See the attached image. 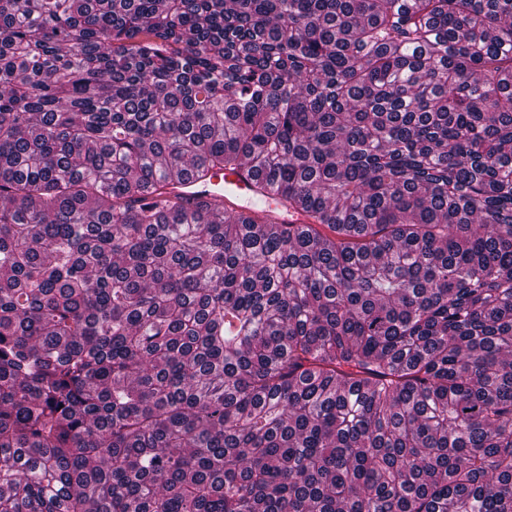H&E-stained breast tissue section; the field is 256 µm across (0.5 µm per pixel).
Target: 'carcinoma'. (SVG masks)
I'll list each match as a JSON object with an SVG mask.
<instances>
[{"label":"carcinoma","mask_w":512,"mask_h":512,"mask_svg":"<svg viewBox=\"0 0 512 512\" xmlns=\"http://www.w3.org/2000/svg\"><path fill=\"white\" fill-rule=\"evenodd\" d=\"M0 512H512V0H0ZM247 165L237 171H224L212 175L209 182L199 183L183 176L175 181V193L191 196L201 194L206 199H224V206L242 212H252L261 203L257 180L246 171Z\"/></svg>","instance_id":"obj_1"}]
</instances>
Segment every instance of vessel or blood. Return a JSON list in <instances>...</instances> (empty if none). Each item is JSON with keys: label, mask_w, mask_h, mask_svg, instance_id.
I'll list each match as a JSON object with an SVG mask.
<instances>
[{"label": "vessel or blood", "mask_w": 512, "mask_h": 512, "mask_svg": "<svg viewBox=\"0 0 512 512\" xmlns=\"http://www.w3.org/2000/svg\"><path fill=\"white\" fill-rule=\"evenodd\" d=\"M175 190L186 196L200 194L220 199L225 206L246 213L261 202L256 178L243 169L215 173L205 183L184 176L176 180Z\"/></svg>", "instance_id": "vessel-or-blood-1"}]
</instances>
